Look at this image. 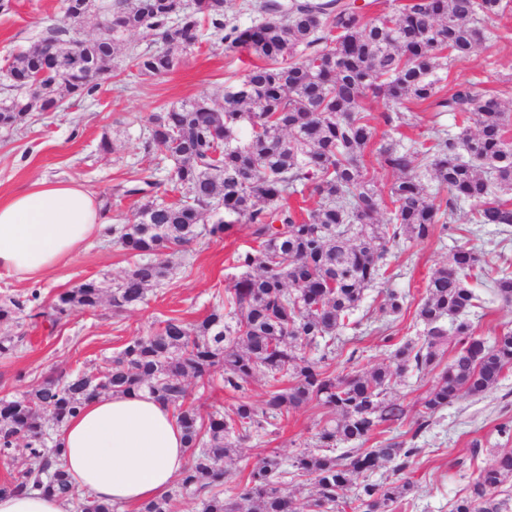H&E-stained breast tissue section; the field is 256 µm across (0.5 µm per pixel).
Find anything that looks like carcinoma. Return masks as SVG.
Returning a JSON list of instances; mask_svg holds the SVG:
<instances>
[{"mask_svg":"<svg viewBox=\"0 0 512 512\" xmlns=\"http://www.w3.org/2000/svg\"><path fill=\"white\" fill-rule=\"evenodd\" d=\"M63 0V25L46 30L32 50L13 58L0 100V127L15 128L35 112H55L61 99L93 97L115 71V52L130 33L146 48L131 53L141 75L172 71L198 43L208 23L225 49L243 48L260 63L247 70L224 105L206 96L173 104L149 117V145L173 161L170 181L180 198L142 203L113 238L135 261L112 284L109 295L96 280L59 293L36 313L54 327L78 310H93L108 298L123 312L146 299L147 290L169 278L170 256L202 235L220 237L233 224H246L258 247L237 253L241 275L230 288V308L217 306L201 321L168 317L158 329L132 338L94 372L47 377L37 388L0 398V459L26 454L39 463L0 484V492L70 494L69 475L57 464L59 448L44 437L86 401L110 392L146 391L174 408L184 430L190 462L177 488L141 505L139 512H172L175 497L198 501L200 512H294L281 490L289 473L314 477L311 512H333L339 495L357 473L388 469L389 483L366 482L355 492L357 512H389L412 491L406 477L420 452L394 438L378 448L364 444L382 425L406 416L388 398L395 379L436 372L435 384L418 400L413 416L418 435L435 415L463 395L481 396L512 367V329L492 337L476 333L470 319L483 307L471 281L487 279L501 300L512 304V271L489 273L480 253L459 248L436 269L416 309L422 342L393 344L389 362L369 373L330 371L336 339L358 330L352 319L364 292L384 275L389 246L424 241L448 230V216L460 202L474 203L472 223L512 229V113L477 84L441 83L449 65L467 59L479 41L477 22L497 15L502 0H410L397 13L365 22L351 0H246L243 8L261 16L241 28L225 17L226 0ZM82 8L112 11L119 24L112 43L76 55L69 21ZM161 43L163 49L152 46ZM386 100L385 125L404 124L406 104L436 114L451 112L461 123L455 134L428 144L383 143L381 167L395 179L377 187L365 161L375 127L363 101ZM247 113L244 126L238 114ZM431 169L436 189L424 183ZM318 197L311 209L296 210L288 198L306 190ZM392 205L386 222L379 215ZM407 294L389 290L382 304L402 314ZM13 297L0 301V322L23 311ZM222 371L234 393L258 374L268 379L265 397L241 400L224 414H206L189 401L184 379L205 385ZM331 409L335 418L316 434L313 450L294 457L293 471L272 453L258 461L229 497L218 487L230 475L234 443L266 430L291 409L309 403ZM345 449L334 454L339 445ZM512 477V451L484 470L453 512H504L500 487ZM75 512H118L112 504L73 501Z\"/></svg>","mask_w":512,"mask_h":512,"instance_id":"obj_1","label":"carcinoma"}]
</instances>
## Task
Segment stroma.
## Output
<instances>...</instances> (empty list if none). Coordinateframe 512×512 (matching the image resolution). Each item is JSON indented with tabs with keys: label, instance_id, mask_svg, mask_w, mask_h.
I'll list each match as a JSON object with an SVG mask.
<instances>
[{
	"label": "stroma",
	"instance_id": "stroma-1",
	"mask_svg": "<svg viewBox=\"0 0 512 512\" xmlns=\"http://www.w3.org/2000/svg\"><path fill=\"white\" fill-rule=\"evenodd\" d=\"M503 13L483 18L482 38L467 59L451 63L445 88L460 81L480 82L488 94L512 108V0H503ZM62 0H9L0 10V69L15 55L38 44L46 28L61 24ZM140 43L129 36L117 55L118 68L104 81L96 97H68L58 111L36 113L24 125L0 128V200L28 188L41 179H73L98 197L113 223H123L135 211L139 199L128 188L150 182V195L167 202L177 201L168 181L172 163L157 150L147 148L148 118L172 104L200 95L223 105L225 89L235 85L254 62L247 51L225 50L213 34H206L191 53L184 55L169 74L139 75L128 56ZM456 132L453 115L432 117L422 108L407 113L402 127L378 125L376 143L391 140L433 138L437 130ZM109 149H102V142ZM473 207L461 203L448 223L445 234L391 247L383 279L366 290L357 317L358 334L344 333L340 341L345 352L337 353L331 365L335 374L352 368L365 371L388 359L390 346L375 329L390 325L394 341L421 338L423 327L416 320L418 303L426 281L456 249L467 247L482 253L488 267L512 266V235L503 236L498 225H475L470 221ZM248 225L236 224L219 238L204 237L185 251L172 256V273L161 286L150 288L144 304L116 313L109 304L96 310L73 314L58 327L31 324L24 316L0 323V335L24 336L25 341L9 355L0 356V397L11 396L38 386L49 375L92 371L103 360L121 350L133 337L157 327L159 321L180 316L194 323L213 307L221 305L233 280L239 276L234 257L253 246ZM133 260L111 239L98 237L84 245L70 262L39 280L0 281V300L25 297L39 291L41 302H50L61 291L95 279L111 287L130 269ZM410 295L411 308L398 319L383 315L379 306L386 290ZM392 340V341H393ZM359 348L363 358L351 366L346 352ZM191 401L203 411L215 408L231 412L240 396L261 399L268 388L263 376L250 380L243 394L225 390L221 373H214L209 385L188 379ZM331 410L307 406L284 413L275 426L238 443L231 464L225 494L244 479L265 455L275 452L292 460L299 452L313 448L320 422L331 419ZM512 419V370L506 371L497 388L479 397L461 396L441 410L430 427L413 435L411 420L392 424L385 434H374L369 447L383 438L414 440L421 452L409 469L414 489L394 512H451L453 502L468 494L479 473L491 466L497 455L512 450V438L497 435L495 427ZM480 451H473V442Z\"/></svg>",
	"mask_w": 512,
	"mask_h": 512
}]
</instances>
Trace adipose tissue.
<instances>
[{"label":"adipose tissue","mask_w":512,"mask_h":512,"mask_svg":"<svg viewBox=\"0 0 512 512\" xmlns=\"http://www.w3.org/2000/svg\"><path fill=\"white\" fill-rule=\"evenodd\" d=\"M93 194L73 180H41L0 202V279L27 281L74 257L111 225ZM56 439L71 492L100 503L161 498L188 464L171 407L145 392L87 402ZM65 497L0 493V512H67Z\"/></svg>","instance_id":"obj_1"}]
</instances>
